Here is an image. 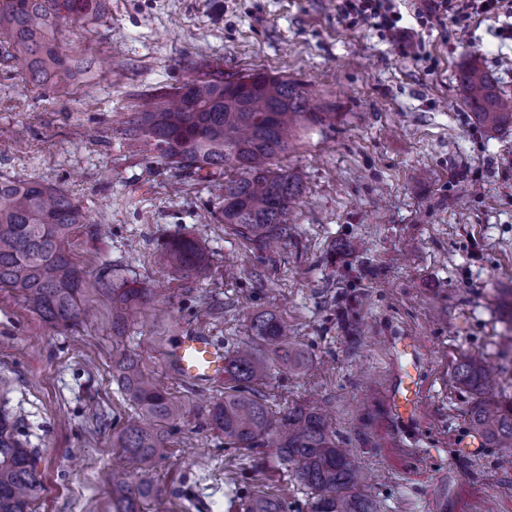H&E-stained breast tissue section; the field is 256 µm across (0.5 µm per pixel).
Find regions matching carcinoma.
<instances>
[{
    "label": "carcinoma",
    "instance_id": "1",
    "mask_svg": "<svg viewBox=\"0 0 512 512\" xmlns=\"http://www.w3.org/2000/svg\"><path fill=\"white\" fill-rule=\"evenodd\" d=\"M104 0H0V52L15 62L29 83L46 86L59 77L89 73L93 59H77L61 45L63 22L73 16L100 14ZM245 89L217 70L192 77L173 89L148 95L127 121L124 135L148 146L177 169L206 180L224 174L220 215L249 240L265 245L288 239V214L301 188L298 178L274 166L294 146L302 125L331 124L336 113L318 112L302 84L258 71L240 75ZM459 97L471 118L487 132L512 124V99L504 96L480 65L457 74ZM87 223L79 201L68 190L37 180L0 178V288H8L53 328L80 322L85 279L67 248L77 225ZM165 259L186 277L210 266L211 256L194 234L166 244ZM94 290L112 304L119 326L125 312L152 299V289L130 284L107 266L96 275ZM252 341L233 349L224 373L233 386L207 412L210 427L231 448L272 447L277 462L291 470L306 491L309 512H377L374 499L361 489L359 462L336 443L327 418L314 406L296 404L273 414L254 394L272 366L299 371L307 357L273 313L255 318ZM112 376L138 409L141 420L127 424L113 447L131 460L133 471L112 473L115 512L161 509L166 491L156 478L167 458L168 429L179 407L146 371L140 359L125 355ZM456 382L473 396L468 409L474 432L493 448H512V399L487 398L496 372L477 356L465 354L454 369ZM42 474L32 449L21 440L18 423L0 409V512H32L42 491ZM242 512H287L275 496L254 494Z\"/></svg>",
    "mask_w": 512,
    "mask_h": 512
}]
</instances>
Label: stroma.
I'll return each mask as SVG.
<instances>
[{
  "instance_id": "35a3bbf8",
  "label": "stroma",
  "mask_w": 512,
  "mask_h": 512,
  "mask_svg": "<svg viewBox=\"0 0 512 512\" xmlns=\"http://www.w3.org/2000/svg\"><path fill=\"white\" fill-rule=\"evenodd\" d=\"M498 27L447 21L418 61L347 26L336 0H105L98 19L62 32L75 56L100 59L89 78L37 87L0 60V176L67 189L91 217L69 239L75 262L93 275L112 264L156 292L118 336L95 295L65 331L0 290V377L10 382L0 406L35 451L44 484L35 512H113L112 470L133 467L112 445L136 416L112 379L126 354L182 408L156 468L168 512H238L253 493L307 512L306 494L265 449L225 447L209 429L223 383L190 384L168 365L176 336L241 344L266 312L314 368H275L258 396L275 410L326 409L378 512H512V449L464 453L476 438L471 396L454 379L461 354L497 363L512 350L495 298L512 288V127L474 125L455 81L475 62L512 96V41ZM202 63L288 77L336 114L299 129L277 160L299 177L304 203L293 236L275 247L221 223L211 181L122 134L146 95L182 85ZM183 233L212 254L201 276L183 278L163 259ZM409 341L419 347L420 410L402 423L388 391Z\"/></svg>"
}]
</instances>
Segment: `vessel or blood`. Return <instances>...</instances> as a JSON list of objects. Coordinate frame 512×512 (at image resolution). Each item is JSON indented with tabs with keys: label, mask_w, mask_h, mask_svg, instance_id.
<instances>
[{
	"label": "vessel or blood",
	"mask_w": 512,
	"mask_h": 512,
	"mask_svg": "<svg viewBox=\"0 0 512 512\" xmlns=\"http://www.w3.org/2000/svg\"><path fill=\"white\" fill-rule=\"evenodd\" d=\"M175 374L200 384H212L224 378V348L214 337L193 332L176 339L170 352ZM418 383L410 371L401 370L390 391L393 411L406 420L413 419L417 405Z\"/></svg>",
	"instance_id": "1"
}]
</instances>
